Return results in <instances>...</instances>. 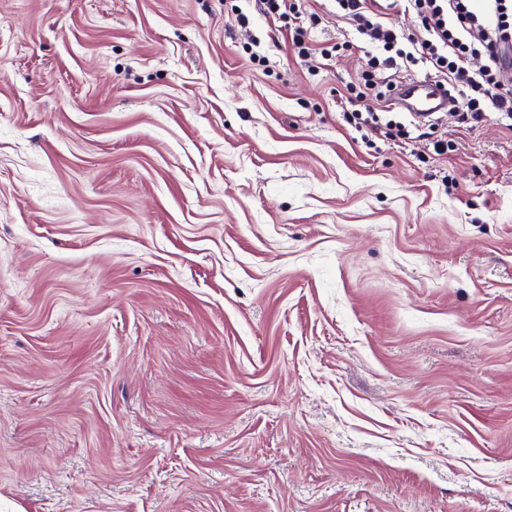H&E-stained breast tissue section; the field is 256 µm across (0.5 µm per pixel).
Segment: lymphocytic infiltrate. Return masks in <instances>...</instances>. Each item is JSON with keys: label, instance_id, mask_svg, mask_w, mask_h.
<instances>
[{"label": "lymphocytic infiltrate", "instance_id": "lymphocytic-infiltrate-1", "mask_svg": "<svg viewBox=\"0 0 512 512\" xmlns=\"http://www.w3.org/2000/svg\"><path fill=\"white\" fill-rule=\"evenodd\" d=\"M336 3L340 16L355 22L378 49L367 57L360 82L347 86L341 96L344 116L355 129L393 137V124L382 123L375 114H363L353 104L367 97L376 88L381 71L399 60L409 65L431 64L458 91L465 121H481L491 106L512 113V86L499 79L505 69L504 53L512 47V0H485L480 11L475 10L473 0H407L418 30L404 37L375 21L367 0ZM476 55L488 60L477 72L470 68Z\"/></svg>", "mask_w": 512, "mask_h": 512}]
</instances>
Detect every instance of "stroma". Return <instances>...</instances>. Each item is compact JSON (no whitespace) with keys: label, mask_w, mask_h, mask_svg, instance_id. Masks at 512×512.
<instances>
[{"label":"stroma","mask_w":512,"mask_h":512,"mask_svg":"<svg viewBox=\"0 0 512 512\" xmlns=\"http://www.w3.org/2000/svg\"><path fill=\"white\" fill-rule=\"evenodd\" d=\"M307 6L0 0V505L512 512V128ZM258 7L260 11L268 16H276L283 17L288 14V16H293L295 19H298L302 14L300 10L301 3L297 2H305L303 0H258ZM288 11V13H287ZM391 104L401 105L414 118L424 119L448 112V89L433 79H408L395 85Z\"/></svg>","instance_id":"obj_1"}]
</instances>
